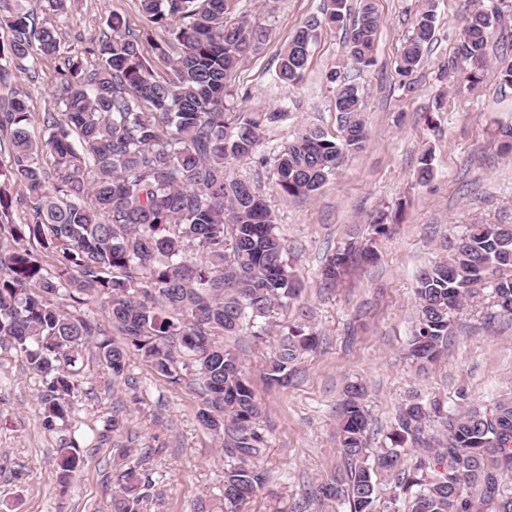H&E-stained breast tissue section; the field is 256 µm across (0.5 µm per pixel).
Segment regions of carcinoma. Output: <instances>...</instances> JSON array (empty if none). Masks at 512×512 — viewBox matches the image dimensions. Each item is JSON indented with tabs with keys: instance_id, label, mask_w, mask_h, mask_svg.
Masks as SVG:
<instances>
[{
	"instance_id": "cac0c4a2",
	"label": "carcinoma",
	"mask_w": 512,
	"mask_h": 512,
	"mask_svg": "<svg viewBox=\"0 0 512 512\" xmlns=\"http://www.w3.org/2000/svg\"><path fill=\"white\" fill-rule=\"evenodd\" d=\"M69 0H39L47 19L36 26L27 0L0 12V343L25 359L46 386L43 424L65 421L75 393L74 367L95 344L112 375H124L128 350L103 335L95 318L74 315L64 302L108 303L112 328L170 382L183 366L205 390L199 417L224 447L222 485L231 494L197 501L195 512H244L268 483L263 458L269 438L260 403L241 358L221 337L243 329L265 334L267 319L298 296L299 279L275 232L274 218L251 183L230 174V161L258 154L264 129L284 113L235 112L226 105L228 81L269 40V30L245 18L230 20L229 0H139L141 28L112 17L98 44L64 47L60 29ZM512 0L477 7L447 67L463 81L482 82L488 69L512 89V60L489 66L488 43ZM350 16L348 0H325L321 15L291 36L278 55L279 83H299L318 31ZM380 17L361 0L345 28L346 59L375 63ZM435 30L425 4L404 44L399 74L412 80ZM148 43L170 73L158 75L143 51ZM58 61L53 108L43 115L45 139L29 133L26 95L11 85L15 70ZM338 129L307 125L273 157L272 178L285 197L308 200L367 138L355 85L335 89ZM52 158L46 167L43 155ZM25 187L31 220L10 222L12 185ZM36 241L58 261L51 273L28 248ZM442 256L415 276L416 316L409 356L435 361L447 349L454 314L488 288L499 311L512 317V224H470L448 239ZM353 257L336 252L324 269L332 285ZM316 334L288 328L266 367L270 383L288 386L293 365L313 350ZM364 388L347 386L336 439L345 470L315 486L291 512L315 501H338L347 512H512V393L490 404L463 402L449 410L412 395L399 406L389 446L368 463ZM150 449L124 465L112 492V512H139L150 477ZM83 462L74 445L60 449L66 481ZM392 476L384 491L378 474Z\"/></svg>"
}]
</instances>
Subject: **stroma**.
<instances>
[{
  "mask_svg": "<svg viewBox=\"0 0 512 512\" xmlns=\"http://www.w3.org/2000/svg\"><path fill=\"white\" fill-rule=\"evenodd\" d=\"M381 18L375 63L355 71L346 63L342 28L320 31L304 80H276L278 54L323 0H230V18L247 17L271 31L264 49L230 80L235 109H283L269 127L260 153L272 155L299 127L337 130L334 85L341 71L358 84L367 140L315 195L298 202L275 189L269 168L242 158L234 176L254 183L276 216L278 231L302 284L293 308L276 310L265 336H228L224 346L240 355L262 405L270 446L264 458L268 483L245 512H290L343 460L334 433L346 386L365 387L370 447L386 445L398 407L417 392L456 406L459 393L486 401L512 390V319L499 316L489 293L471 299L455 317L448 349L420 366L406 355L414 312L415 275L440 255L446 238L468 224H512V156L500 149V126L512 124V91L492 78L478 85L442 69L463 33L474 0H433L434 38L404 85L397 60L424 0H374ZM130 28L141 24L138 0H73L61 29L69 48L84 49L107 32L112 14ZM55 61L14 72L11 83L28 97L30 130L44 134L55 83ZM443 108H436V100ZM433 156V176L417 183L424 152ZM400 221H392L395 210ZM389 214L386 234L375 235L373 219ZM374 241L373 263L353 265L341 281L321 276L330 256L348 241ZM318 333L317 349L296 365L288 387L268 385L266 364L285 326L299 311ZM78 388L67 422L43 425L45 391L24 359L0 347V512H111L113 480L123 449H151L145 467L154 484L142 512H194L198 499L218 494L224 454L198 419L204 397L199 385L175 384L158 374L137 351H129L121 380H113L96 348L78 363ZM76 445L83 467L68 484L56 478L59 448Z\"/></svg>",
  "mask_w": 512,
  "mask_h": 512,
  "instance_id": "stroma-1",
  "label": "stroma"
}]
</instances>
